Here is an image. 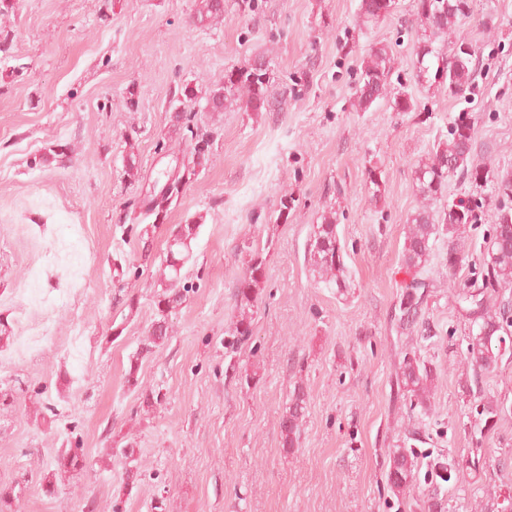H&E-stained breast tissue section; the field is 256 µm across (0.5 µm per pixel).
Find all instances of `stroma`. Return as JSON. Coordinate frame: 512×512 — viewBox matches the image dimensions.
Listing matches in <instances>:
<instances>
[{
    "label": "stroma",
    "mask_w": 512,
    "mask_h": 512,
    "mask_svg": "<svg viewBox=\"0 0 512 512\" xmlns=\"http://www.w3.org/2000/svg\"><path fill=\"white\" fill-rule=\"evenodd\" d=\"M359 0H224L222 21L192 25L197 0H17L6 20L13 66H0V320L14 336L25 320L55 329L13 377L42 389L69 414L90 460L116 440L132 442L143 476L123 493L91 468L45 495L40 476L61 444L25 403L0 421V485L23 482L19 512H402L386 485L403 420L413 419L424 452L462 459L481 439L485 465L457 489L470 500L512 489V339L480 397L502 413L480 434V397L463 396L457 364L466 354L455 296L476 279L489 247V213L469 232L456 273L436 257L422 323L400 333L394 320L409 276L402 262L406 219L419 207L414 165L460 114L477 129L476 153L512 170V0H473L466 27L482 70L469 99L416 85L413 50L421 30L414 0L377 24L358 25ZM493 16L499 33L481 24ZM387 46L414 111L388 101L353 107L362 60ZM263 59L273 105L206 111L204 94L224 72ZM199 96L185 106L211 135L196 179L156 229L150 257L134 232L132 202L188 155L172 151L171 97L180 85ZM65 152L66 166L31 168L33 157ZM140 178L126 174L128 152ZM378 167L384 194L372 201L365 172ZM292 194L288 214L280 198ZM335 206L349 288L319 281L307 263L313 224ZM204 223L184 271L198 288L173 318L174 335L140 363L130 357L155 319L153 282L172 225ZM267 255L251 339L230 353L224 336L236 313L243 246ZM136 273L114 280L116 264ZM135 296L129 314L115 293ZM439 365L428 411H410L395 374L405 353ZM246 369L249 380L232 375ZM81 384H74V377ZM310 392L301 446L286 454L278 422L296 380ZM162 386L154 413L142 390Z\"/></svg>",
    "instance_id": "35a3bbf8"
}]
</instances>
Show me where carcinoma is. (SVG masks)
<instances>
[{"mask_svg": "<svg viewBox=\"0 0 512 512\" xmlns=\"http://www.w3.org/2000/svg\"><path fill=\"white\" fill-rule=\"evenodd\" d=\"M415 13L422 34L413 61V74L417 84L435 88L451 97L464 98L475 87L480 68L476 46L464 37L451 39L473 16V0H415ZM397 0H360L358 15L367 26L394 13ZM196 22L211 24L224 18V8L218 0H198ZM468 46L470 53L461 52ZM393 63L384 46L371 48L363 60L360 77L354 91L355 106L368 111L378 100L391 98L394 110L410 112L414 109L411 94L405 90H390ZM269 76L262 59L232 68L224 73V84L209 91L206 103L211 112H222L226 104L241 101L247 112H266L270 108ZM191 113L173 108L172 133L184 137L190 133L195 140L191 158L173 172L165 173L163 187H172L170 193L154 192L142 199L143 214L156 216L164 213L182 189L177 183H189L196 176V168L208 157L209 134L200 133L191 126ZM477 130L469 116L461 115L448 129L446 138L433 146L426 157L415 164L414 183L421 199L419 208L407 219L403 249V263L411 281L405 285L399 304L398 328L410 331L419 324L422 306L431 287L429 263L436 241L448 238V272L455 271L467 251V226L477 223L478 213L491 211L490 245L482 264V285L471 283V289L457 294L459 312L465 322L468 337L464 359L466 370L458 375V384L466 395L474 393V386L483 372L497 368L504 352L500 341L512 331V303L501 297L500 290L512 289V171H492L475 157ZM457 177L468 182L472 191L459 198L448 197V181ZM366 183L371 199L382 197L381 171L372 166L366 170ZM322 222L312 227L308 248L311 270L328 285L346 287V267L343 248L337 231V213L331 208L321 215ZM204 217L198 215L184 224L172 227L167 240L166 255L161 262L158 290L154 292L156 319L148 336L141 341L130 357L127 383L138 386L137 368L141 360L165 345L172 337L170 317L186 303L195 285L182 273L193 256L191 242L198 236ZM266 258L263 252L247 247L242 276L234 294L238 319L231 329L230 339L224 345L234 349L252 336V313L259 300ZM439 366L421 358L414 352L403 356L396 376L397 392L406 397L413 407L426 409L438 379ZM28 397L36 415L48 422L47 413L59 421L63 413L47 406L42 393L29 390L26 382L16 379L0 384V417L9 416L18 400ZM165 395L161 389L141 393V408L150 412L161 406ZM309 391L302 382H295L288 393L279 420L283 451L295 453L301 439L302 423L306 417ZM502 412L494 401L482 404L479 415L484 418L483 429H494ZM422 435L415 428L405 429L402 444L392 451L386 483L393 495L404 497L414 492L417 475L427 467L429 487L422 496L412 499L417 512H448V488L445 484L465 479L468 473H477L483 458L482 447L471 449V456L460 464L445 456L428 461L417 448ZM114 456L123 463L124 488L132 489L141 477V467L131 448H117ZM86 465L83 450L75 447L57 449L52 460L53 469L43 482L45 492H55L57 479L80 471ZM21 490L12 485L0 486V512H14L13 504L19 500Z\"/></svg>", "mask_w": 512, "mask_h": 512, "instance_id": "cac0c4a2", "label": "carcinoma"}]
</instances>
